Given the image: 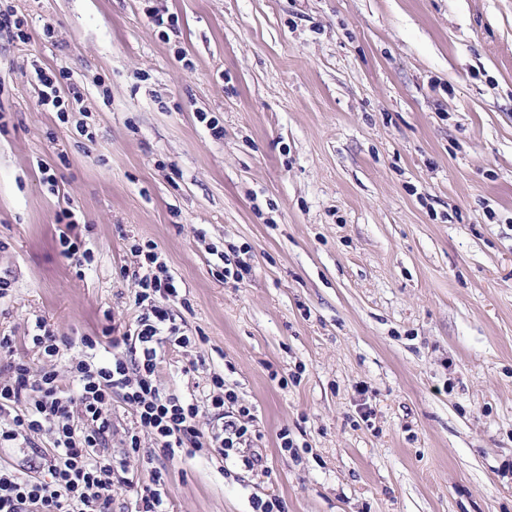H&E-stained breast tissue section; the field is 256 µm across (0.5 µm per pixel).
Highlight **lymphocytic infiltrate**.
I'll return each mask as SVG.
<instances>
[{
  "label": "lymphocytic infiltrate",
  "mask_w": 512,
  "mask_h": 512,
  "mask_svg": "<svg viewBox=\"0 0 512 512\" xmlns=\"http://www.w3.org/2000/svg\"><path fill=\"white\" fill-rule=\"evenodd\" d=\"M135 251L144 257L131 273L136 321L110 338L107 358L98 355L99 337H82L84 354L65 372L70 387L62 386L57 367L66 341L44 322H36L32 336L46 360L37 370L17 358L12 337L0 336V447L31 448L36 436L49 438L48 451L29 469L0 464V512H112L113 487L134 486V469L145 462V432L170 460L215 452L250 469L261 466V456L242 450L252 440L254 415L223 376H212L200 403L160 389L156 373L164 346L185 348L191 340L167 306L179 289L161 254L152 244ZM116 393L134 416L118 460L108 448ZM205 414L211 418L206 425Z\"/></svg>",
  "instance_id": "obj_1"
}]
</instances>
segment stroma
I'll return each mask as SVG.
<instances>
[{"instance_id": "35a3bbf8", "label": "stroma", "mask_w": 512, "mask_h": 512, "mask_svg": "<svg viewBox=\"0 0 512 512\" xmlns=\"http://www.w3.org/2000/svg\"><path fill=\"white\" fill-rule=\"evenodd\" d=\"M5 2L0 336L37 367L36 320L72 359L131 326L151 241L194 340L161 389L219 373L255 414L259 468L155 459L169 512H512V0ZM26 21L17 15L13 6L7 5L5 9L0 8V35L4 33L8 38H15L22 41L28 40V34L23 29ZM67 78L63 69L56 71L38 70L37 79L42 88H39L38 104L56 109L61 116L67 112L66 101L60 96V79ZM67 219H70L66 224L67 232L62 231L59 236V242L61 246V255L71 263L75 262V266L81 267L84 264L90 265L93 262V251L86 246L79 234H70L76 229L79 224L75 218V213L71 209H67L64 215Z\"/></svg>"}]
</instances>
